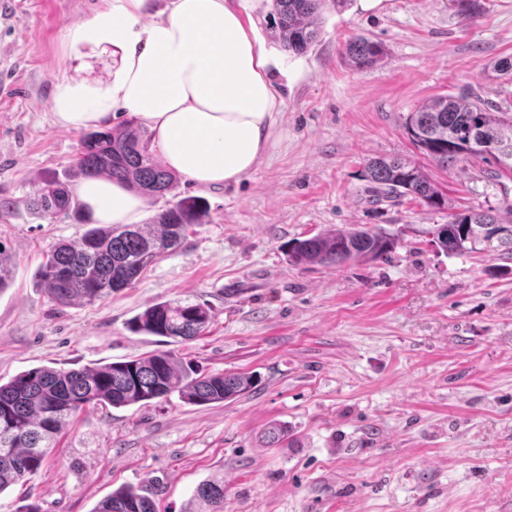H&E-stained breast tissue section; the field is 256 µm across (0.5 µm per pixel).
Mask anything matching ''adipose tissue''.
I'll list each match as a JSON object with an SVG mask.
<instances>
[{
    "instance_id": "obj_1",
    "label": "adipose tissue",
    "mask_w": 512,
    "mask_h": 512,
    "mask_svg": "<svg viewBox=\"0 0 512 512\" xmlns=\"http://www.w3.org/2000/svg\"><path fill=\"white\" fill-rule=\"evenodd\" d=\"M153 0H101L63 37L64 51L84 44L118 50L104 82L58 79L55 125L81 130L131 112L152 132L150 150L171 171L201 187L240 181L259 163L281 103L272 61L232 0H171L154 17ZM75 193L99 224H134L146 198L106 178Z\"/></svg>"
}]
</instances>
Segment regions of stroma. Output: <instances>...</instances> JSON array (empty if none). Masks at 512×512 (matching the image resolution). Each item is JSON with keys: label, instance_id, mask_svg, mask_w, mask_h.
Here are the masks:
<instances>
[{"label": "stroma", "instance_id": "1", "mask_svg": "<svg viewBox=\"0 0 512 512\" xmlns=\"http://www.w3.org/2000/svg\"><path fill=\"white\" fill-rule=\"evenodd\" d=\"M466 19L449 0H352L324 15L307 53L274 38L270 0L239 7L275 65L281 115L259 164L239 183L176 197L206 209L184 243L106 300L56 306L37 282L49 246L86 222L42 217L38 181L73 178L82 132L55 126L61 76L106 79L115 54H62L67 27L99 0H0V241L13 263L0 291V378L40 366L93 367L166 349L129 330L156 301L208 304L214 320L181 357L202 373L255 375L232 401L178 396L79 412L0 512H93L113 490L153 483L160 512H192L203 481L224 478V512H512V261L449 256L432 243L448 215L407 198L372 203L364 164L419 159L404 132L416 106L468 89L512 110V0H479ZM362 34L383 43L378 65L342 53ZM477 159L426 170L455 210L505 208L512 179L491 184ZM397 234L391 257L336 266L288 264L284 245L345 225ZM288 444L266 448L270 424Z\"/></svg>", "mask_w": 512, "mask_h": 512}]
</instances>
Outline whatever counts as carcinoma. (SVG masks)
I'll return each mask as SVG.
<instances>
[{
  "instance_id": "1",
  "label": "carcinoma",
  "mask_w": 512,
  "mask_h": 512,
  "mask_svg": "<svg viewBox=\"0 0 512 512\" xmlns=\"http://www.w3.org/2000/svg\"><path fill=\"white\" fill-rule=\"evenodd\" d=\"M350 0H272L276 35L283 48L304 54L316 42L324 13L344 10ZM345 58L356 69L372 67L386 55L383 44L366 36L346 42ZM471 94L441 95L415 108L405 132L421 155L449 170L472 158L491 167L497 180L512 177V113L493 112L470 100ZM151 138L131 122L122 129L94 131L81 140L75 160L81 179L105 176L151 197L174 188L176 176L150 151ZM364 177L379 200L411 196L426 207L448 208L447 195L424 166L399 157L370 159ZM33 206L42 216L77 211L71 184L45 177ZM204 205L182 198L157 213L149 224H96L74 242L52 246L38 271L39 282L58 306L102 301L134 284L159 257L177 250L192 226L201 223ZM448 231L434 238L448 255L485 254L512 259V206L506 214L493 207L448 214ZM390 233L364 224L333 228L297 239L286 251L295 266H335L386 260L395 249ZM12 276V261L0 242V291ZM212 309L189 299L155 302L133 317V333L182 343L202 335L213 322ZM252 375L200 374L173 350H156L95 368L36 367L0 382V493L23 483L46 464L69 419L91 404L114 408L147 404L172 395L190 405L224 402L254 388ZM287 429L271 425L261 435L268 447L286 439ZM159 489L151 485L120 487L93 512H157ZM194 512L224 508V479L199 484Z\"/></svg>"
}]
</instances>
